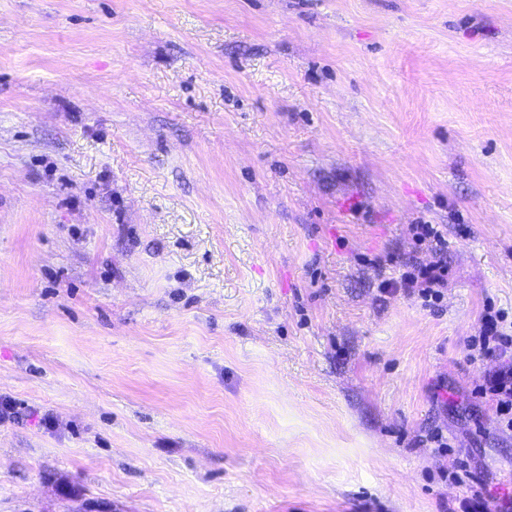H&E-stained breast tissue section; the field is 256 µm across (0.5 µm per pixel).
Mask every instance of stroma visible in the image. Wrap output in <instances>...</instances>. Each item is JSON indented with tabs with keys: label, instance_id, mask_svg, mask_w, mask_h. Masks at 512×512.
Returning a JSON list of instances; mask_svg holds the SVG:
<instances>
[{
	"label": "stroma",
	"instance_id": "1",
	"mask_svg": "<svg viewBox=\"0 0 512 512\" xmlns=\"http://www.w3.org/2000/svg\"><path fill=\"white\" fill-rule=\"evenodd\" d=\"M438 256L436 305L381 292ZM488 303L512 0H0V512L512 494Z\"/></svg>",
	"mask_w": 512,
	"mask_h": 512
}]
</instances>
